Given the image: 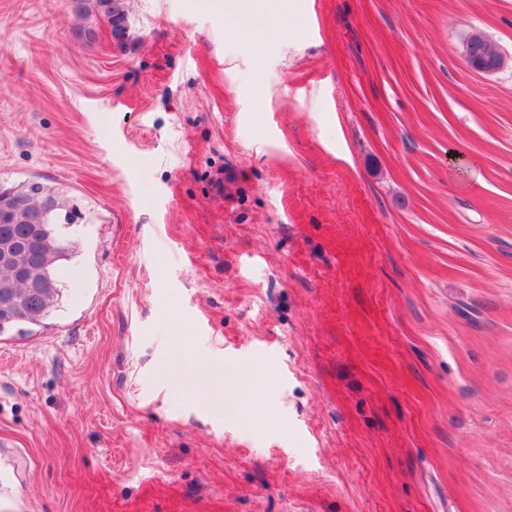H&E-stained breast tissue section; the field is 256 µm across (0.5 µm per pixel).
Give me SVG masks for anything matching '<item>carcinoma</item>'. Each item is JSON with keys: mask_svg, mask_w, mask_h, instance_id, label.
Instances as JSON below:
<instances>
[{"mask_svg": "<svg viewBox=\"0 0 512 512\" xmlns=\"http://www.w3.org/2000/svg\"><path fill=\"white\" fill-rule=\"evenodd\" d=\"M85 17L102 18L117 43L127 35V15L123 0H76ZM499 52L488 41L475 44L472 56L492 62ZM76 208L67 207L59 192L38 180L9 185L0 181V248L31 234L41 239L38 251H19L15 262L26 268L30 278L45 284L34 293L24 290L14 268L0 264V336L38 325L58 305L60 262L72 257L76 243L65 229L76 223Z\"/></svg>", "mask_w": 512, "mask_h": 512, "instance_id": "carcinoma-1", "label": "carcinoma"}]
</instances>
